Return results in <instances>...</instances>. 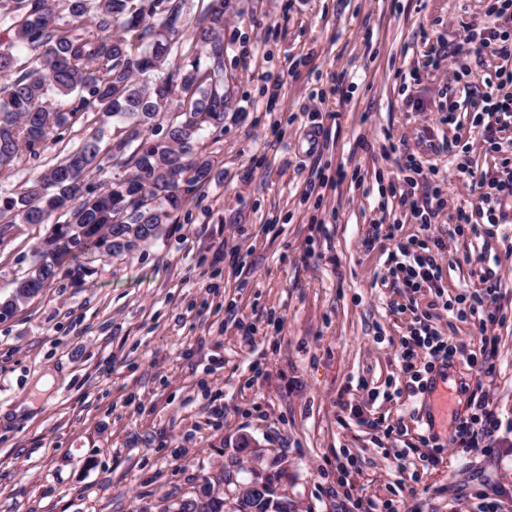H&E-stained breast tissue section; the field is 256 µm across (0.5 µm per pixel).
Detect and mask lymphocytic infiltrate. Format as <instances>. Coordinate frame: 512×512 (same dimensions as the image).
Segmentation results:
<instances>
[{
	"label": "lymphocytic infiltrate",
	"mask_w": 512,
	"mask_h": 512,
	"mask_svg": "<svg viewBox=\"0 0 512 512\" xmlns=\"http://www.w3.org/2000/svg\"><path fill=\"white\" fill-rule=\"evenodd\" d=\"M480 43L494 57L501 59L512 58V23L510 26L488 30L485 28H467L465 42L457 46L455 55L466 53L469 43ZM466 102L474 114L475 121L483 125L485 142L496 143L502 128L490 123L489 115L512 114V72L506 69L496 71L494 77L485 79L484 88L480 91L466 90ZM501 166L507 169L506 177H480L473 181V189L478 190V199L486 209L488 223H498L497 208L506 199H512V158L506 157ZM411 218L420 224L423 233L420 238L407 243L398 244L395 257V273L401 274L402 284L410 291L416 292L422 288H434L442 280L443 268L438 261L439 255L445 250L442 237L434 235L432 224L437 215L430 201L422 202L413 194L403 198ZM495 286H487L479 291L470 293L467 305L452 307L451 312L457 318L470 316L478 317L480 346L479 370L491 372V360L496 351V339L491 336L490 328L498 322L491 306L496 301ZM402 361L407 372L411 373L415 385L413 394H421L426 390L425 375L431 374L437 362H452L460 351L458 345L450 342L429 322L428 318H417L408 339L402 343ZM472 412L470 415L456 418L454 434L449 442L450 447L459 452L467 453L481 449L484 455H494L493 444L502 427L497 413L491 409L483 394H473Z\"/></svg>",
	"instance_id": "1"
}]
</instances>
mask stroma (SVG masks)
<instances>
[{"mask_svg": "<svg viewBox=\"0 0 512 512\" xmlns=\"http://www.w3.org/2000/svg\"><path fill=\"white\" fill-rule=\"evenodd\" d=\"M495 0H232L224 73L235 87L223 132L204 131L221 176L165 235L121 257L94 256L0 320V512H165L202 484L235 498L274 457L302 512H355L349 497L400 512H476L487 483L512 487V434L498 454L447 450L454 416L482 385L512 422V200L488 223L459 177L441 181L435 221L448 300L500 280L491 374L476 377L473 319L430 309L392 273L419 237L401 194L415 154L447 170L499 171L472 113L445 123L447 60ZM473 227L454 233L458 209ZM376 224L395 225L391 240ZM42 228L0 242V300ZM431 310L464 352L439 374L451 402L419 458L430 406L411 397L401 342ZM33 406L24 416L16 408ZM249 441L256 458L241 452ZM356 464L338 492L336 459Z\"/></svg>", "mask_w": 512, "mask_h": 512, "instance_id": "1", "label": "stroma"}]
</instances>
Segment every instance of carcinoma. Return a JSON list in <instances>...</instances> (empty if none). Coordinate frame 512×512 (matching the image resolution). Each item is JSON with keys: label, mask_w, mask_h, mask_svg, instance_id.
Wrapping results in <instances>:
<instances>
[{"label": "carcinoma", "mask_w": 512, "mask_h": 512, "mask_svg": "<svg viewBox=\"0 0 512 512\" xmlns=\"http://www.w3.org/2000/svg\"><path fill=\"white\" fill-rule=\"evenodd\" d=\"M0 0V174L23 156L39 160L62 131L103 113L121 128L101 148L82 139L43 173L0 196V239L16 224H48L26 274L0 303L15 314L62 274H82L83 259L121 255L163 236L176 213L218 179L202 132L224 128V23L229 0H209L189 18L185 0ZM190 105L173 111L175 96ZM125 171L89 182L106 167ZM204 485L181 512H224ZM262 512L263 500L239 492L232 512Z\"/></svg>", "instance_id": "1"}]
</instances>
